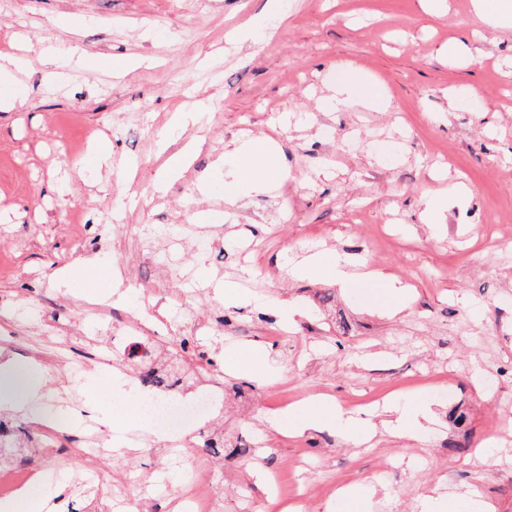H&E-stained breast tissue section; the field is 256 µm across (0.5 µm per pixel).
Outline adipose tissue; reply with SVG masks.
Here are the masks:
<instances>
[{"label":"adipose tissue","mask_w":512,"mask_h":512,"mask_svg":"<svg viewBox=\"0 0 512 512\" xmlns=\"http://www.w3.org/2000/svg\"><path fill=\"white\" fill-rule=\"evenodd\" d=\"M214 167L219 171L226 167L233 169V179L224 184V197L231 201L246 188L266 190L273 172L281 171L282 164L274 142L268 141L260 146L251 140H241L225 150L223 159L217 160ZM289 273L297 279L327 273L343 288L361 282L372 283L376 298L380 299L386 314L391 316L399 314L409 304L408 290L400 282L378 271L362 270L360 261L346 254H317L309 257L304 265L291 267ZM224 371L257 381L266 380L269 375L266 353L251 346L226 353ZM49 382L46 370L37 361L20 362L7 355L0 356V408L23 412L34 421H42L39 401ZM386 412L387 420L378 426L343 413L325 396L312 395L273 415L269 423L280 433L291 437L334 431L346 443L359 446L368 443L381 427L400 438L419 439L432 415L431 403L421 392L411 394L404 404L388 405Z\"/></svg>","instance_id":"1"}]
</instances>
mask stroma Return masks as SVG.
<instances>
[{"instance_id": "1", "label": "stroma", "mask_w": 512, "mask_h": 512, "mask_svg": "<svg viewBox=\"0 0 512 512\" xmlns=\"http://www.w3.org/2000/svg\"><path fill=\"white\" fill-rule=\"evenodd\" d=\"M283 4L259 31L265 0H0V51L27 59L0 82L13 103L0 112V350L62 376L47 402L82 415L16 462L62 486V512H176L191 477L215 487L214 512H277L258 468L297 487L302 512H336L335 489L351 483L372 488L368 512H418L438 484L433 512L452 500L459 512H512V28L451 59L444 47L478 26L472 0H441L437 15L419 0ZM246 31L253 40L233 42ZM80 49L90 66L76 67ZM124 58L137 67L112 73ZM349 66L383 90L386 110L337 103ZM200 98L206 128L173 130L166 151L199 138V156L155 192L156 134ZM241 138L277 143L283 173L233 205L218 187L201 195L204 170ZM456 183L477 194L434 233L424 196ZM319 251L383 270L409 288L410 307L386 318L368 284L289 276ZM80 258L121 268L112 298L97 300L99 281L79 272L59 285L56 271ZM249 269L254 300L225 305L215 283ZM281 304L304 310L295 327ZM130 339L194 371L179 397L215 396L202 431L258 447L257 459L202 447L185 469L176 438L151 421L108 430L140 385ZM242 345L268 348V381L225 374V349ZM420 391L436 418L417 442L384 434L356 448L267 422L323 393L376 423L387 397ZM95 438L115 454L88 455ZM137 443L154 455L123 454ZM141 473L146 491L128 498L125 478Z\"/></svg>"}]
</instances>
